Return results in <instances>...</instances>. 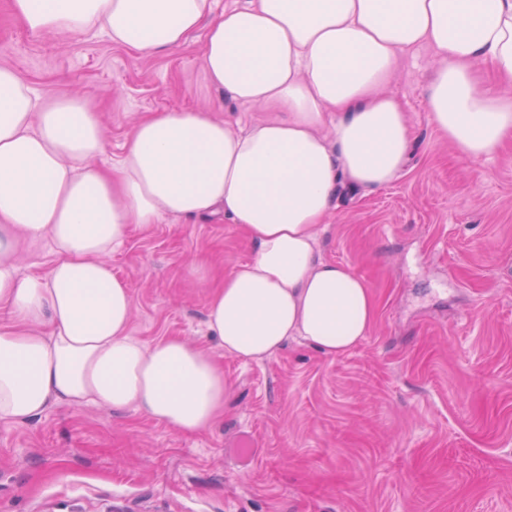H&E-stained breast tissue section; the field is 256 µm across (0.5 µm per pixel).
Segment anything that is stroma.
Instances as JSON below:
<instances>
[{"label":"stroma","instance_id":"35a3bbf8","mask_svg":"<svg viewBox=\"0 0 512 512\" xmlns=\"http://www.w3.org/2000/svg\"><path fill=\"white\" fill-rule=\"evenodd\" d=\"M10 3L0 66L43 96L91 103L103 166L151 112L264 117L210 86L202 38L141 55L100 35L36 37ZM433 59L405 53L387 87L413 132L402 170L339 192L317 230L322 257L373 291L369 335L336 357L298 339L261 360L225 355L207 302L253 256L242 226L218 215L132 228L111 258L130 333L219 358L224 417L185 434L133 410L55 406L0 425V512H512V141L480 162L458 154L426 110Z\"/></svg>","mask_w":512,"mask_h":512}]
</instances>
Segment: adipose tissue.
Listing matches in <instances>:
<instances>
[{
  "label": "adipose tissue",
  "mask_w": 512,
  "mask_h": 512,
  "mask_svg": "<svg viewBox=\"0 0 512 512\" xmlns=\"http://www.w3.org/2000/svg\"><path fill=\"white\" fill-rule=\"evenodd\" d=\"M29 33H101L140 54L204 31L201 66L226 99L268 112L243 129L210 112L141 118L104 171L97 112L80 97L45 101L0 66V424L54 405L134 410L185 433L224 416V368L180 339L143 344L110 258L129 231L165 216H224L252 258L207 305V330L244 360L298 337L350 352L376 304L348 267L324 260L316 230L341 187L381 188L400 171L410 125L382 94L400 56L438 59L427 88L433 125L468 159L512 137V0H11ZM495 74L481 83L476 61ZM56 258L19 276L21 239Z\"/></svg>",
  "instance_id": "obj_1"
}]
</instances>
